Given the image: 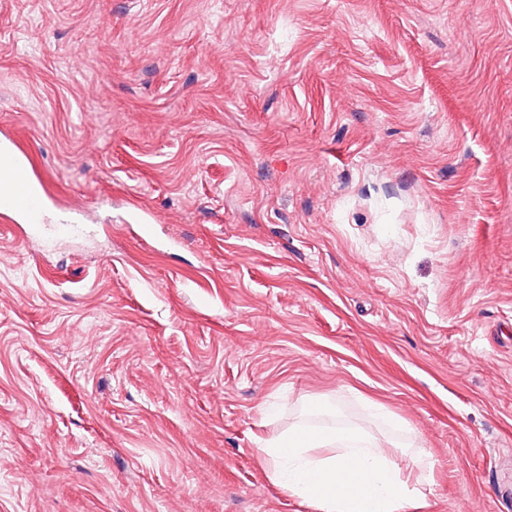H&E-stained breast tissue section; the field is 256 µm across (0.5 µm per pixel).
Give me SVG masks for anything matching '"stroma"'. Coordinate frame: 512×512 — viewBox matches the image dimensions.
Wrapping results in <instances>:
<instances>
[{"label":"stroma","instance_id":"1","mask_svg":"<svg viewBox=\"0 0 512 512\" xmlns=\"http://www.w3.org/2000/svg\"><path fill=\"white\" fill-rule=\"evenodd\" d=\"M0 512H319L261 441L407 430L512 512V0H0ZM0 186L10 195V204L7 206L10 210L1 211L0 218L12 222L17 214H21L35 224L41 215V200L30 188L24 163L13 153L2 157L0 161Z\"/></svg>","mask_w":512,"mask_h":512}]
</instances>
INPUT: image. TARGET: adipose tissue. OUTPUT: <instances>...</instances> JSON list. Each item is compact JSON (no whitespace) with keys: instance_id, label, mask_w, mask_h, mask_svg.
<instances>
[{"instance_id":"obj_1","label":"adipose tissue","mask_w":512,"mask_h":512,"mask_svg":"<svg viewBox=\"0 0 512 512\" xmlns=\"http://www.w3.org/2000/svg\"><path fill=\"white\" fill-rule=\"evenodd\" d=\"M389 439L337 424L297 425L259 453L273 484L316 501L321 512H404L420 508L423 478L388 454Z\"/></svg>"}]
</instances>
